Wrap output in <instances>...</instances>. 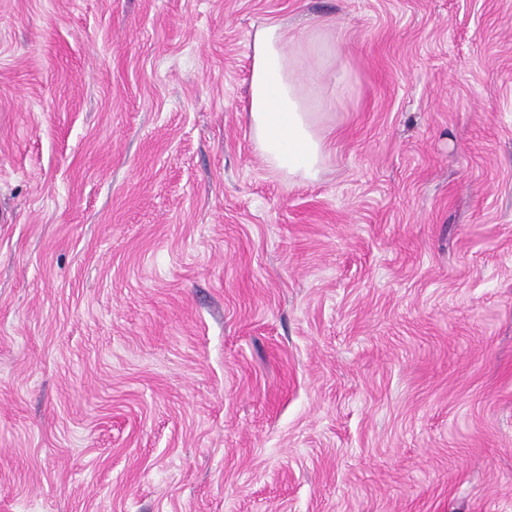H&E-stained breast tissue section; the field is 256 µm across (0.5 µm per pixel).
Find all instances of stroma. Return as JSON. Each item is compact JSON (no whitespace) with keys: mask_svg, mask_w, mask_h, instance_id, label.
<instances>
[{"mask_svg":"<svg viewBox=\"0 0 512 512\" xmlns=\"http://www.w3.org/2000/svg\"><path fill=\"white\" fill-rule=\"evenodd\" d=\"M0 512H512V0H0ZM288 31L269 23L255 34L248 115L258 147L277 172L288 179H319L328 154L303 86L293 77L285 47Z\"/></svg>","mask_w":512,"mask_h":512,"instance_id":"obj_1","label":"stroma"}]
</instances>
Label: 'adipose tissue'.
I'll return each mask as SVG.
<instances>
[{
  "label": "adipose tissue",
  "instance_id": "obj_1",
  "mask_svg": "<svg viewBox=\"0 0 512 512\" xmlns=\"http://www.w3.org/2000/svg\"><path fill=\"white\" fill-rule=\"evenodd\" d=\"M288 31L269 23L255 34L248 115L258 147L277 172L291 179H319L328 154L317 114L293 77L294 64L285 47Z\"/></svg>",
  "mask_w": 512,
  "mask_h": 512
}]
</instances>
